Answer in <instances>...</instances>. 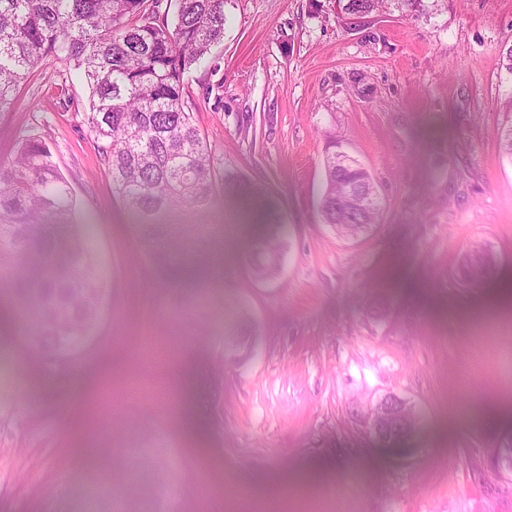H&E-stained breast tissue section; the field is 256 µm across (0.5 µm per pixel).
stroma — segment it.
Returning a JSON list of instances; mask_svg holds the SVG:
<instances>
[{"label":"stroma","instance_id":"1","mask_svg":"<svg viewBox=\"0 0 512 512\" xmlns=\"http://www.w3.org/2000/svg\"><path fill=\"white\" fill-rule=\"evenodd\" d=\"M224 39L185 103L230 173L275 200L279 275L247 264L255 225L192 214L218 280L164 281L112 187L90 92L47 59L0 112V165L40 138L107 285L92 339L50 377L0 291V512H512V0H422L353 23L336 0H224ZM371 174L381 221L322 223L323 162ZM477 245L496 263L467 283ZM242 316L225 329L224 310ZM418 412L407 455L372 434L386 395Z\"/></svg>","mask_w":512,"mask_h":512}]
</instances>
